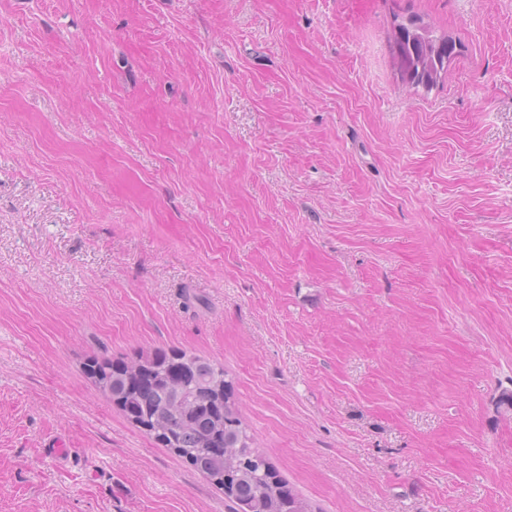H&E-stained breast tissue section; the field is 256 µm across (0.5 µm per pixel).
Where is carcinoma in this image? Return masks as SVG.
<instances>
[{"label":"carcinoma","mask_w":512,"mask_h":512,"mask_svg":"<svg viewBox=\"0 0 512 512\" xmlns=\"http://www.w3.org/2000/svg\"><path fill=\"white\" fill-rule=\"evenodd\" d=\"M394 37L407 63L401 79L416 87L437 84L453 45L417 18L398 24ZM95 382L131 422L227 492L238 512H311L269 457L252 447L224 370L178 353L114 364L98 373Z\"/></svg>","instance_id":"1"}]
</instances>
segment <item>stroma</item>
<instances>
[{
	"mask_svg": "<svg viewBox=\"0 0 512 512\" xmlns=\"http://www.w3.org/2000/svg\"><path fill=\"white\" fill-rule=\"evenodd\" d=\"M181 351L313 512H512V0H0V512H232L84 369ZM419 30L426 34L425 38L417 35ZM432 33L430 27L417 18L398 24L394 30L396 54L398 49L407 63L405 70H399L401 79L416 87L430 88L440 81L441 71L445 72L453 49L448 39L437 38Z\"/></svg>",
	"mask_w": 512,
	"mask_h": 512,
	"instance_id": "1",
	"label": "stroma"
}]
</instances>
